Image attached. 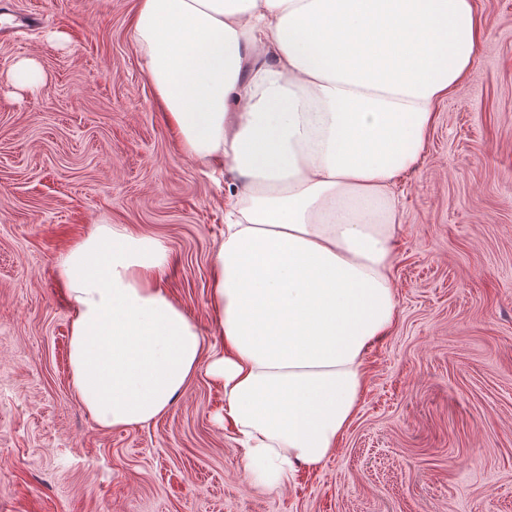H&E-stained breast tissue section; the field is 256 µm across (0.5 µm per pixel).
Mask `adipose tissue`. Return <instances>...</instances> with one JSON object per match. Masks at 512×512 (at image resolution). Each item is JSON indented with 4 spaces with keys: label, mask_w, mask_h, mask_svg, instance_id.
<instances>
[{
    "label": "adipose tissue",
    "mask_w": 512,
    "mask_h": 512,
    "mask_svg": "<svg viewBox=\"0 0 512 512\" xmlns=\"http://www.w3.org/2000/svg\"><path fill=\"white\" fill-rule=\"evenodd\" d=\"M483 34L472 0H140L131 36L182 152L224 186L217 343L161 286L158 238L101 224L58 261L71 388L144 425L206 372L256 483L318 470L397 319L394 186Z\"/></svg>",
    "instance_id": "obj_1"
}]
</instances>
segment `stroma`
Returning <instances> with one entry per match:
<instances>
[{
	"mask_svg": "<svg viewBox=\"0 0 512 512\" xmlns=\"http://www.w3.org/2000/svg\"><path fill=\"white\" fill-rule=\"evenodd\" d=\"M473 2L471 71L395 188L397 321L358 411L319 470L262 488L205 373L147 426L103 430L73 394L59 258L100 224L151 234L211 334L224 192L158 107L138 0H0V512H512V0ZM24 58L37 92L13 80ZM15 76L18 84L30 91L38 90L43 83L41 69L32 59L18 62L15 66Z\"/></svg>",
	"mask_w": 512,
	"mask_h": 512,
	"instance_id": "1",
	"label": "stroma"
}]
</instances>
